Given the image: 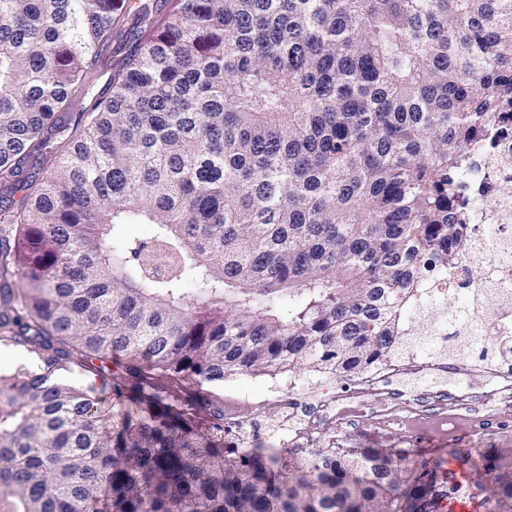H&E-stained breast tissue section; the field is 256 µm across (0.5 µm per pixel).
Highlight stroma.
I'll return each instance as SVG.
<instances>
[{"instance_id": "stroma-1", "label": "stroma", "mask_w": 512, "mask_h": 512, "mask_svg": "<svg viewBox=\"0 0 512 512\" xmlns=\"http://www.w3.org/2000/svg\"><path fill=\"white\" fill-rule=\"evenodd\" d=\"M483 381L484 374L479 370L466 374L451 372L443 380L427 379L412 386L406 380L391 379L382 396L366 399L364 417L337 423L335 433L349 448H399L415 458L424 457L430 448L462 452L469 448L512 445V407L474 404L452 411L438 394L442 388L469 392ZM344 385L341 379L312 378L302 373L277 379L247 375L225 382L221 395L228 409L243 402L251 404L254 410L251 433L260 442L279 434L283 399L309 408L328 391ZM386 408L403 412L401 425L390 429L379 427V412Z\"/></svg>"}]
</instances>
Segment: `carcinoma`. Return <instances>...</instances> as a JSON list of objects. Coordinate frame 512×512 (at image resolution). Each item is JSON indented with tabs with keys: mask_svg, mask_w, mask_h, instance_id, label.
<instances>
[{
	"mask_svg": "<svg viewBox=\"0 0 512 512\" xmlns=\"http://www.w3.org/2000/svg\"><path fill=\"white\" fill-rule=\"evenodd\" d=\"M162 2L0 0V342L38 361L0 375V512H512V448L465 485L380 448L299 462L214 394L351 380L443 325L485 347L437 292L512 121V0ZM126 50L124 45L119 41L113 40L109 47L104 51L103 62L100 68L97 69L93 81L90 83L91 87L84 100L79 99L71 113L78 112L81 106L86 105L92 98L102 97L109 92L108 83L112 76V67L124 58ZM83 102V104H81Z\"/></svg>",
	"mask_w": 512,
	"mask_h": 512,
	"instance_id": "obj_1",
	"label": "carcinoma"
}]
</instances>
